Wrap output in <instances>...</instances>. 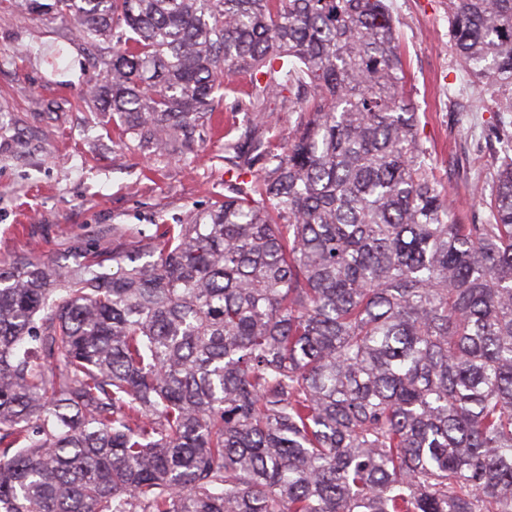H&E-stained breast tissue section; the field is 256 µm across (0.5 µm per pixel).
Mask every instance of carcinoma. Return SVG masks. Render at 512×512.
<instances>
[{"label": "carcinoma", "instance_id": "obj_1", "mask_svg": "<svg viewBox=\"0 0 512 512\" xmlns=\"http://www.w3.org/2000/svg\"><path fill=\"white\" fill-rule=\"evenodd\" d=\"M17 5L77 22L145 151L221 89L257 121L224 202L159 240L0 263V512H512V0H448L500 156L471 224L387 0ZM273 96L305 115L283 142Z\"/></svg>", "mask_w": 512, "mask_h": 512}]
</instances>
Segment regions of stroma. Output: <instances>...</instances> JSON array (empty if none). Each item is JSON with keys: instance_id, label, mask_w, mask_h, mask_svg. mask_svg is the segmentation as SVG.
Segmentation results:
<instances>
[{"instance_id": "1", "label": "stroma", "mask_w": 512, "mask_h": 512, "mask_svg": "<svg viewBox=\"0 0 512 512\" xmlns=\"http://www.w3.org/2000/svg\"><path fill=\"white\" fill-rule=\"evenodd\" d=\"M406 53V91L418 107L423 137L450 199L473 213L490 189L492 160L483 147L491 114L448 38V0H391ZM51 16L0 0V259L28 254L68 265L64 244H95L103 227L135 236L224 199V127L234 120L215 98L178 155L151 154L119 136L108 113L83 99L99 73L72 40L54 64L43 45L66 31Z\"/></svg>"}]
</instances>
